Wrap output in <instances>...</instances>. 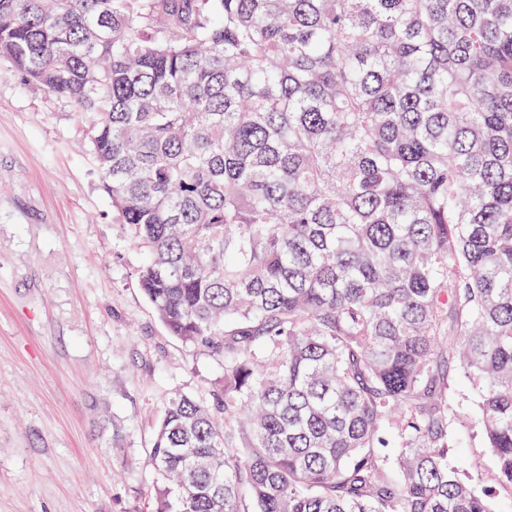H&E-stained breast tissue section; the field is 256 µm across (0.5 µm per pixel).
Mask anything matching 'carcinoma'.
Returning <instances> with one entry per match:
<instances>
[{"mask_svg": "<svg viewBox=\"0 0 512 512\" xmlns=\"http://www.w3.org/2000/svg\"><path fill=\"white\" fill-rule=\"evenodd\" d=\"M0 59L223 370L147 512H502L466 418L512 504V0H0ZM463 442V452L467 455L478 456L481 455L484 458L486 467L490 466V456L487 448H484V441L481 434L474 428H467L463 430L461 436Z\"/></svg>", "mask_w": 512, "mask_h": 512, "instance_id": "obj_1", "label": "carcinoma"}]
</instances>
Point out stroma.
Returning <instances> with one entry per match:
<instances>
[{"label": "stroma", "instance_id": "stroma-1", "mask_svg": "<svg viewBox=\"0 0 512 512\" xmlns=\"http://www.w3.org/2000/svg\"><path fill=\"white\" fill-rule=\"evenodd\" d=\"M84 126L0 61V512H146L170 394L222 379L142 295Z\"/></svg>", "mask_w": 512, "mask_h": 512}]
</instances>
